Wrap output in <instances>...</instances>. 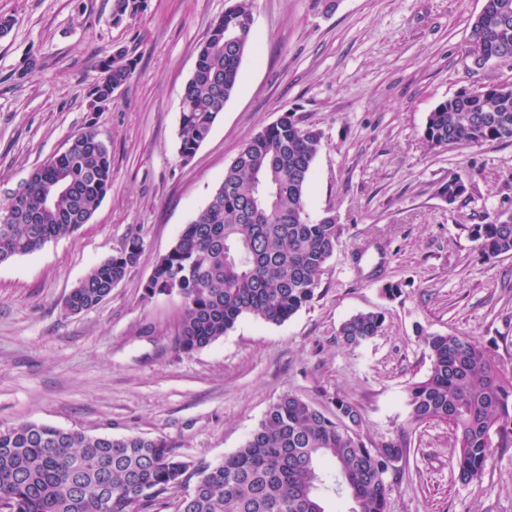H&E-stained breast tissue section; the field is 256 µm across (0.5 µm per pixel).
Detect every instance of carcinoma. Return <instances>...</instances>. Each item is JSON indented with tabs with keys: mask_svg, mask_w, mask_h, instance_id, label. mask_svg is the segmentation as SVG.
Masks as SVG:
<instances>
[{
	"mask_svg": "<svg viewBox=\"0 0 512 512\" xmlns=\"http://www.w3.org/2000/svg\"><path fill=\"white\" fill-rule=\"evenodd\" d=\"M254 0H229L199 46L181 98L179 155L189 161L234 94L252 31ZM469 30L482 34L489 61L512 58V0H484ZM135 69L128 52L104 63L90 95L124 85ZM423 140L432 150L512 141V85L492 84L440 101ZM322 133L289 113L251 137L224 171L208 204L160 256L146 293L181 296L176 348L190 355L221 339L244 316L282 324L314 299L342 227L325 212L316 220L305 195ZM458 176L437 195L463 196ZM112 187L110 141L91 124L68 152L34 169L3 206L0 263L33 254L90 222ZM487 259L512 255V216L469 228ZM143 251L135 235L72 288L63 310L97 307ZM384 316L360 312L339 337L357 348L378 336ZM430 368L406 389L410 423L448 424L456 479H482L492 448L512 444V377L480 343L460 333H425ZM326 412L293 393L280 395L241 448L216 464L196 463L163 439L136 434L90 436L36 423L0 428V507L6 512H325L323 496H348L349 512H389L394 462L405 440L373 443L361 432L362 410L342 398Z\"/></svg>",
	"mask_w": 512,
	"mask_h": 512,
	"instance_id": "1",
	"label": "carcinoma"
}]
</instances>
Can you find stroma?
Segmentation results:
<instances>
[{
	"instance_id": "obj_1",
	"label": "stroma",
	"mask_w": 512,
	"mask_h": 512,
	"mask_svg": "<svg viewBox=\"0 0 512 512\" xmlns=\"http://www.w3.org/2000/svg\"><path fill=\"white\" fill-rule=\"evenodd\" d=\"M484 0H255L254 52L237 90L190 160L177 152L180 99L210 22L227 0H147L112 23L114 0H0V205L88 123L112 144V187L89 224L0 263V427L34 422L92 436L162 438L196 462L240 448L270 404L290 392L322 406L341 396L362 432L404 438L390 512H512V447L493 449L480 482L453 474L448 426L407 420V387L429 369L419 334L457 332L512 371V255L485 259L467 232L512 214V142L428 149L441 100L512 64L476 68L469 23ZM137 65L93 112L89 89L116 47ZM35 62L23 74L27 62ZM319 128L306 192L311 218L343 226L313 301L283 324L242 317L187 355L174 344L183 302L145 293L164 255L243 144L284 112ZM469 182L454 203L436 194ZM144 250L111 295L68 314L63 300L130 236ZM396 282L401 293L383 289ZM382 311V333L350 349L341 324Z\"/></svg>"
}]
</instances>
